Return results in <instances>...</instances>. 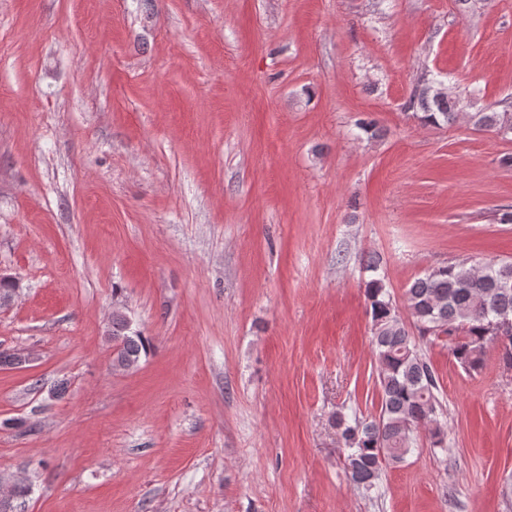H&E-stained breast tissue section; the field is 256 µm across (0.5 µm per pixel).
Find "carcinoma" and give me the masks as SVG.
Returning a JSON list of instances; mask_svg holds the SVG:
<instances>
[{
  "label": "carcinoma",
  "instance_id": "obj_1",
  "mask_svg": "<svg viewBox=\"0 0 512 512\" xmlns=\"http://www.w3.org/2000/svg\"><path fill=\"white\" fill-rule=\"evenodd\" d=\"M409 106L421 109L419 119L426 126L451 125L463 116L479 129L512 133L511 112L461 113L460 100L448 97L433 80L420 86ZM378 269V261L369 262L374 277L366 284V296L379 366L380 411L369 421L342 413L335 418L347 476L367 490L377 486L383 471L379 449H385L389 464L404 461L413 450V432L422 427L433 447L447 448L439 382L417 340L442 342L469 374L482 368L490 347L512 368V262L438 267L415 279L406 297L416 337L401 321ZM109 335L115 342V366L134 368L147 354L148 340L131 331L119 311L112 313Z\"/></svg>",
  "mask_w": 512,
  "mask_h": 512
}]
</instances>
